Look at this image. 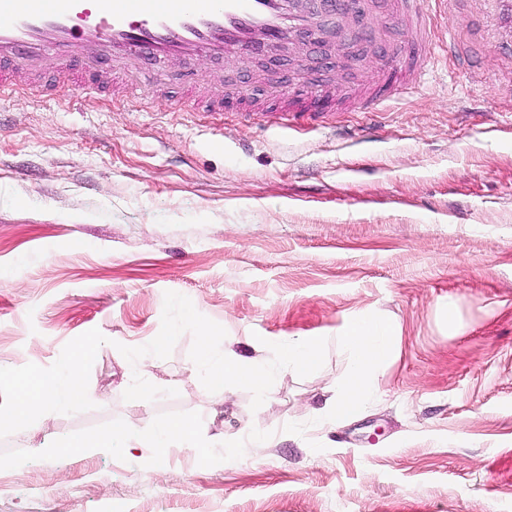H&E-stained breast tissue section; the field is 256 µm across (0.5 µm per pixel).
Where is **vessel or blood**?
I'll return each mask as SVG.
<instances>
[{
  "label": "vessel or blood",
  "instance_id": "obj_1",
  "mask_svg": "<svg viewBox=\"0 0 512 512\" xmlns=\"http://www.w3.org/2000/svg\"><path fill=\"white\" fill-rule=\"evenodd\" d=\"M483 26L495 44H512V0H477ZM343 15L360 17L368 40L386 49L370 88L351 100L365 112L414 93L433 54L435 12L430 0H393L392 25L381 26L377 0H336ZM313 13L293 0H0V92L17 75L41 84L46 73L70 91L111 90L121 98L143 95L127 78L143 61L203 59L247 52L272 53L317 30ZM193 110L222 112L224 100L207 81L187 77ZM241 113L274 112L295 119L302 107L282 97L277 108L243 95Z\"/></svg>",
  "mask_w": 512,
  "mask_h": 512
}]
</instances>
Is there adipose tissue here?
I'll return each instance as SVG.
<instances>
[{
  "mask_svg": "<svg viewBox=\"0 0 512 512\" xmlns=\"http://www.w3.org/2000/svg\"><path fill=\"white\" fill-rule=\"evenodd\" d=\"M337 340L352 356L348 373L337 382L327 405L329 416L341 420L359 413L370 399L375 366L391 356L396 333L390 323L367 315L347 321L339 328ZM76 445L87 452L122 447L131 454L146 448L161 460L172 449L200 448L204 442L193 423L173 417L156 424H123L109 432H92Z\"/></svg>",
  "mask_w": 512,
  "mask_h": 512,
  "instance_id": "1",
  "label": "adipose tissue"
}]
</instances>
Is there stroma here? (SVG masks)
<instances>
[{"label": "stroma", "mask_w": 512, "mask_h": 512, "mask_svg": "<svg viewBox=\"0 0 512 512\" xmlns=\"http://www.w3.org/2000/svg\"><path fill=\"white\" fill-rule=\"evenodd\" d=\"M463 8L438 17L437 54L416 93L373 114L335 90L362 83L322 67L317 122L185 112L183 72L216 94L300 86L285 57L175 60L155 107L97 94L46 106L0 96V367L51 366L96 329L92 410L45 414L0 439L22 472L0 474V512H512V47ZM187 296L266 363L256 338L325 336L323 367L278 372L252 408L214 399L191 334L152 367L177 396L151 419L220 432L215 448L57 455L51 448L138 421L119 345L161 329L164 294ZM374 314L399 340L354 417L321 413L347 373L338 328ZM268 443L253 446L249 429Z\"/></svg>", "instance_id": "1"}]
</instances>
